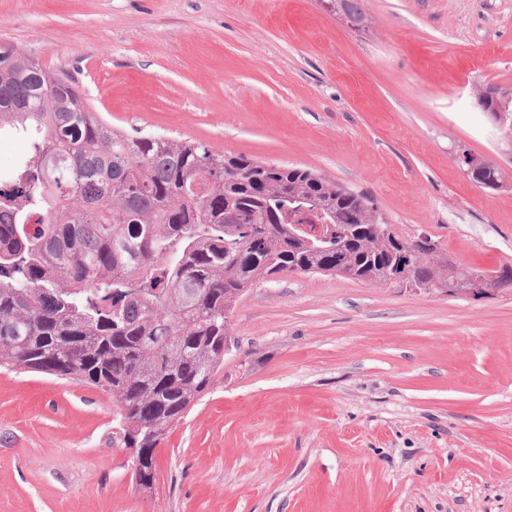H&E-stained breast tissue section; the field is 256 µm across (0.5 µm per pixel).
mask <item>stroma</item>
I'll list each match as a JSON object with an SVG mask.
<instances>
[{
  "label": "stroma",
  "mask_w": 512,
  "mask_h": 512,
  "mask_svg": "<svg viewBox=\"0 0 512 512\" xmlns=\"http://www.w3.org/2000/svg\"><path fill=\"white\" fill-rule=\"evenodd\" d=\"M0 0V45L133 135L310 169L466 266L512 265V0ZM466 150L502 172L473 183ZM213 387L132 480L110 395L0 370V512H512V288H249ZM475 99L478 106L489 117H494L502 128L501 134L508 150L512 151V92L496 86L479 87Z\"/></svg>",
  "instance_id": "1"
}]
</instances>
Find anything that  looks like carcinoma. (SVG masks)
Masks as SVG:
<instances>
[{"label":"carcinoma","mask_w":512,"mask_h":512,"mask_svg":"<svg viewBox=\"0 0 512 512\" xmlns=\"http://www.w3.org/2000/svg\"><path fill=\"white\" fill-rule=\"evenodd\" d=\"M512 151V92L479 87ZM27 140L0 185V367L112 395L136 485L156 449L224 366L236 303L256 281L327 273L436 292L512 283L434 259L370 197L311 170L226 155L198 141L131 136L75 83L0 46V135ZM470 179L501 183L490 163Z\"/></svg>","instance_id":"1"}]
</instances>
